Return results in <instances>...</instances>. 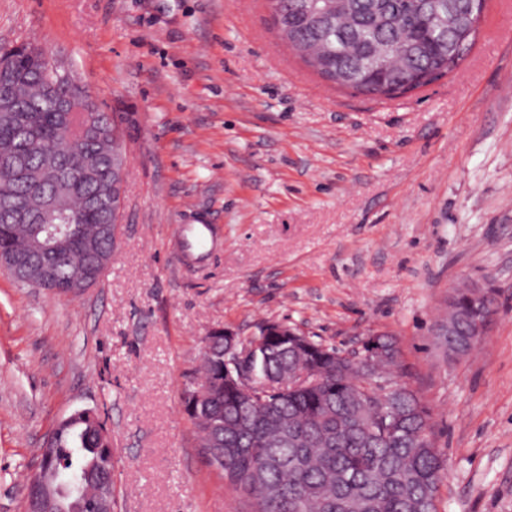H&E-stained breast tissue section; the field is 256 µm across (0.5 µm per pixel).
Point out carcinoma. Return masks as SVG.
<instances>
[{"mask_svg":"<svg viewBox=\"0 0 512 512\" xmlns=\"http://www.w3.org/2000/svg\"><path fill=\"white\" fill-rule=\"evenodd\" d=\"M279 35L323 79L358 92L392 98L447 75L469 52L478 13L475 0H268ZM29 43L0 48L14 75L13 102L20 119L0 121V250L22 252L40 225L18 223L15 208L37 207L27 183L4 161L26 158L55 208L45 224H75L81 240L58 262L59 287L91 269L92 253H109L99 235L108 214L100 207L99 171L112 165V139L120 135L99 109L102 134L84 128L85 87L74 74L58 85L47 72L66 69L49 55H32ZM480 340L466 322L444 337L446 349L465 356ZM385 358L359 369L343 352L320 341L307 352L273 351L242 363V370L279 385L307 373L322 391L288 389L244 406L224 390V347L202 355L210 401L188 415L201 447L216 438L227 456L223 477L246 495L254 512H438L446 460L429 434V409L410 389L383 392L384 369L399 365V349L378 337ZM112 470L104 422L93 410H76L57 423L41 475L55 477L54 512H92L96 483Z\"/></svg>","mask_w":512,"mask_h":512,"instance_id":"cac0c4a2","label":"carcinoma"}]
</instances>
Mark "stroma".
<instances>
[{
    "label": "stroma",
    "mask_w": 512,
    "mask_h": 512,
    "mask_svg": "<svg viewBox=\"0 0 512 512\" xmlns=\"http://www.w3.org/2000/svg\"><path fill=\"white\" fill-rule=\"evenodd\" d=\"M42 46L128 159L120 240L86 294L0 270V512H23L57 422L97 411L114 512H250L209 467L182 390L205 336L287 323L345 352L397 339L448 466L439 512H512V0H485L448 75L395 99L322 80L266 0H0V47ZM208 224L211 262L177 227ZM492 279L495 321L448 361L451 288Z\"/></svg>",
    "instance_id": "stroma-1"
}]
</instances>
